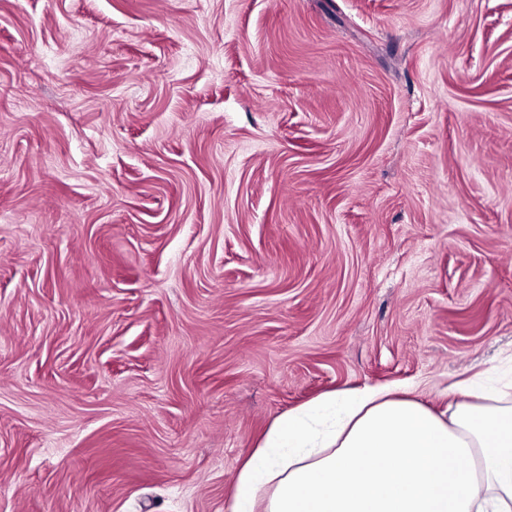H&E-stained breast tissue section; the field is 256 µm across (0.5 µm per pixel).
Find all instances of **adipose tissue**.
<instances>
[{
    "label": "adipose tissue",
    "instance_id": "adipose-tissue-1",
    "mask_svg": "<svg viewBox=\"0 0 512 512\" xmlns=\"http://www.w3.org/2000/svg\"><path fill=\"white\" fill-rule=\"evenodd\" d=\"M484 374L441 413L385 387L278 417L227 512H512V380Z\"/></svg>",
    "mask_w": 512,
    "mask_h": 512
}]
</instances>
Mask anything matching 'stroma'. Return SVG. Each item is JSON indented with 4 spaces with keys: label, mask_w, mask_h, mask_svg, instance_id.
I'll return each mask as SVG.
<instances>
[{
    "label": "stroma",
    "mask_w": 512,
    "mask_h": 512,
    "mask_svg": "<svg viewBox=\"0 0 512 512\" xmlns=\"http://www.w3.org/2000/svg\"><path fill=\"white\" fill-rule=\"evenodd\" d=\"M512 373V0H0V512H225L280 415Z\"/></svg>",
    "instance_id": "obj_1"
}]
</instances>
